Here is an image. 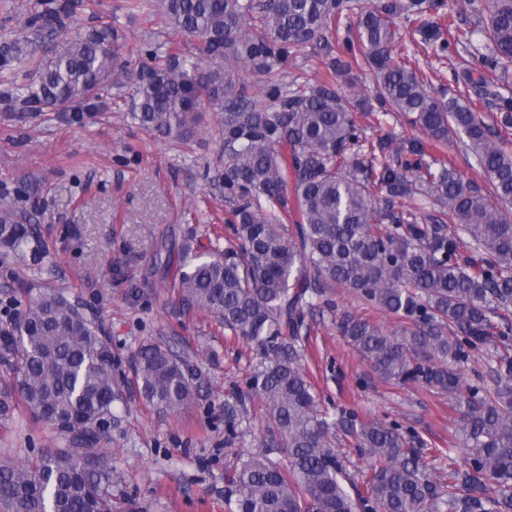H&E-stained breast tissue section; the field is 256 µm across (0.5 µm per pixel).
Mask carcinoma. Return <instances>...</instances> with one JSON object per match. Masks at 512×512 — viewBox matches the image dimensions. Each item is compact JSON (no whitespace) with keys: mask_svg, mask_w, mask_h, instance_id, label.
Masks as SVG:
<instances>
[{"mask_svg":"<svg viewBox=\"0 0 512 512\" xmlns=\"http://www.w3.org/2000/svg\"><path fill=\"white\" fill-rule=\"evenodd\" d=\"M94 0H42L29 23L54 34L35 51L16 41L0 69L32 58V86L10 82L15 100L59 112L98 108L112 87L133 83L132 118L185 139L209 106L224 111V191L233 205L224 252L183 260L175 283L190 308L209 313L261 356L241 398L265 412L262 454L229 470L233 512H512V150L471 97L427 88L416 61L393 55L395 19L412 22L430 0H156L177 33L197 36L196 54H150L131 70L112 28L69 31ZM356 12L357 43L333 46L343 15ZM493 74L452 81L491 98L496 125L512 128V0H491L486 21ZM311 47L323 76L295 88L270 81L252 95L240 72L264 74ZM372 97L336 81L365 69ZM406 115L425 135H363L359 117ZM463 134L480 180L462 181L432 151ZM430 199L437 214L423 215ZM33 216L0 207V247L18 257ZM397 319L387 332L340 310L336 289ZM331 318L348 345L387 383H419L454 400L465 448L448 457V483L434 480L396 421L319 407L301 363L312 326ZM6 344L15 386L37 418L76 434L78 448L48 450L33 463L0 466V512H112L111 472L92 451L120 399L112 347L60 291L28 299ZM481 353L484 369L464 384L457 366ZM198 373L159 344L138 351L134 381L146 405L179 413L195 399ZM341 431L369 460L351 481L333 446ZM283 459L274 461L272 453Z\"/></svg>","mask_w":512,"mask_h":512,"instance_id":"1","label":"carcinoma"}]
</instances>
